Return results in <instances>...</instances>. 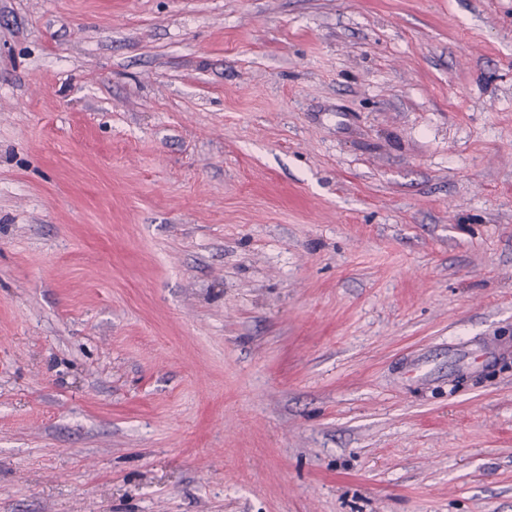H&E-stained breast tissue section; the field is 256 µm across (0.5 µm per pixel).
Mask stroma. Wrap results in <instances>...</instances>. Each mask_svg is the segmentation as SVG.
Here are the masks:
<instances>
[{
	"label": "stroma",
	"instance_id": "stroma-1",
	"mask_svg": "<svg viewBox=\"0 0 512 512\" xmlns=\"http://www.w3.org/2000/svg\"><path fill=\"white\" fill-rule=\"evenodd\" d=\"M512 0H0V512H512Z\"/></svg>",
	"mask_w": 512,
	"mask_h": 512
}]
</instances>
